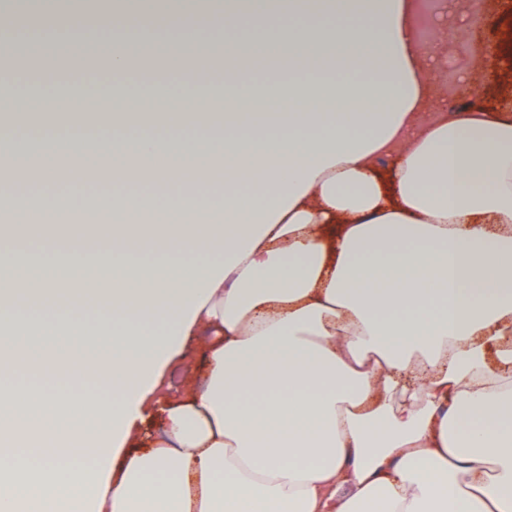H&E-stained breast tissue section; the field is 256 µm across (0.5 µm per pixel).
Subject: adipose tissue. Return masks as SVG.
Returning <instances> with one entry per match:
<instances>
[{
	"label": "adipose tissue",
	"instance_id": "adipose-tissue-1",
	"mask_svg": "<svg viewBox=\"0 0 512 512\" xmlns=\"http://www.w3.org/2000/svg\"><path fill=\"white\" fill-rule=\"evenodd\" d=\"M72 2L113 31L154 32L136 0ZM191 3L199 38H250L244 55L170 53L185 101L224 67V99L192 112L196 134L177 121L138 134L141 113H109L100 65L130 77L137 101L156 93L154 64L117 43L87 54L72 25L63 42L90 79L70 89L82 109L57 135L64 162L11 161L12 180L35 166L45 187L103 182L116 204L145 185L184 221L0 236V335L33 334L13 299L20 270H45L41 306L53 288L112 304L98 329L110 351L47 346L25 361L60 393L0 386V512H512V376L499 370L512 364V95L420 123L428 61L459 30L421 50L418 0ZM489 39L478 58L493 83L512 31ZM274 60L305 78L245 85L246 66ZM331 63L342 76L329 81ZM200 328L202 381L147 403ZM98 412L102 437L54 425ZM151 415L160 432L144 430Z\"/></svg>",
	"mask_w": 512,
	"mask_h": 512
}]
</instances>
